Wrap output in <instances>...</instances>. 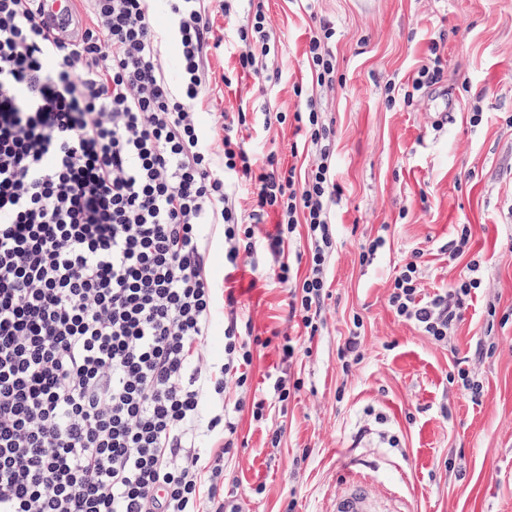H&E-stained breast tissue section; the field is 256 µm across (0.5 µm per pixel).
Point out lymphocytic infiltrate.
<instances>
[{"label": "lymphocytic infiltrate", "mask_w": 512, "mask_h": 512, "mask_svg": "<svg viewBox=\"0 0 512 512\" xmlns=\"http://www.w3.org/2000/svg\"><path fill=\"white\" fill-rule=\"evenodd\" d=\"M237 0H166L180 84L168 81L150 0H88L92 24L53 37L40 0H0V512H224V460L236 418L286 411L290 385L245 404L255 342L233 294L208 278L207 249L221 225L224 268L257 254L255 226L278 216L268 273L288 290V319L320 332L337 253L334 211L343 195L336 132L295 85L292 112L239 108L203 125L208 56L224 49L278 85L266 58L279 47L266 0H246L247 22L220 36L214 11ZM438 31L402 97L413 104L442 82ZM336 27L313 21L304 52L316 87L336 75ZM294 124L302 143L286 165L256 157L243 133ZM248 196L249 211L237 205ZM304 228L310 269L295 278L284 243ZM415 248L388 295L395 313L447 344L483 288L478 260L424 293ZM224 363L204 354L218 304Z\"/></svg>", "instance_id": "lymphocytic-infiltrate-1"}]
</instances>
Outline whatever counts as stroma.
I'll list each match as a JSON object with an SVG mask.
<instances>
[{"label":"stroma","mask_w":512,"mask_h":512,"mask_svg":"<svg viewBox=\"0 0 512 512\" xmlns=\"http://www.w3.org/2000/svg\"><path fill=\"white\" fill-rule=\"evenodd\" d=\"M284 51L269 59L282 71L266 97L250 74L232 86L224 75L235 56L209 57L212 92L199 104L208 125L241 102L271 101L289 111L292 87L305 81L303 53L310 19L300 0H268ZM318 18L336 26V58L346 90L320 89L317 98L336 128V168L343 196L336 206L338 251L328 278L320 336L312 354L282 364L275 348L257 352L252 385L287 373L303 388L287 414L265 422L243 412L238 455L226 464L235 502L245 512H326L341 490L339 456L355 457L390 512H512V320L496 328L498 346L477 366L483 383L471 401L451 371L464 366L488 332L486 306L512 317V0H317ZM447 30L443 81L412 106L386 107L385 83H407L431 37ZM450 105L442 127L433 121ZM484 113L478 126L469 118ZM469 224V252L449 260L440 247ZM386 244L372 265L358 248L376 237ZM423 251L427 292L453 282L480 258L486 289L477 290L448 346L432 343L388 304V288L405 252ZM271 257L240 267L234 292L255 335L284 330L288 293L263 274ZM361 316L364 358L343 372L337 351ZM374 407L375 416L365 413ZM286 430L280 447L267 434ZM398 447H390V437ZM463 458L465 474L448 460Z\"/></svg>","instance_id":"35a3bbf8"}]
</instances>
